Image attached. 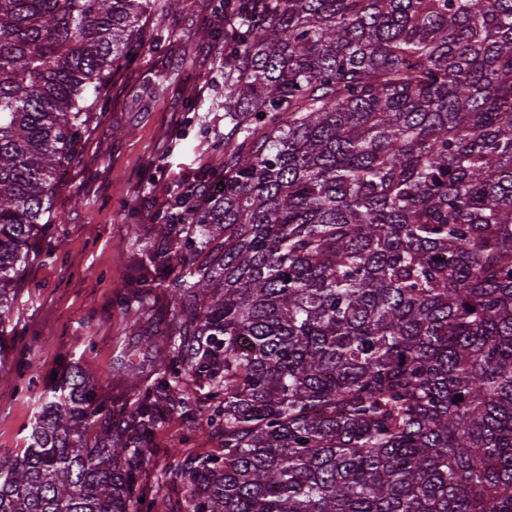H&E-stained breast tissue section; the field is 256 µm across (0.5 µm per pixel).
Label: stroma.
Instances as JSON below:
<instances>
[{
	"instance_id": "1",
	"label": "stroma",
	"mask_w": 512,
	"mask_h": 512,
	"mask_svg": "<svg viewBox=\"0 0 512 512\" xmlns=\"http://www.w3.org/2000/svg\"><path fill=\"white\" fill-rule=\"evenodd\" d=\"M223 28L213 0H170L162 16L143 22L145 50L113 74L105 111L86 132L74 163L53 197L64 222L52 241L55 259L25 267L11 315L8 348L0 355V456L26 446L39 396L66 363L97 373L104 398L134 403L137 389L126 376L141 367V383L153 375L154 331L172 317L162 289H155L139 323L125 316L121 299L133 292V266L141 249L158 241L162 203L182 174L213 170L215 146L223 142V109L198 125L189 105L224 91L222 54L200 39L199 26ZM180 31L177 41L166 31ZM36 359V383L19 377L24 361ZM184 458L217 456V435L170 410L153 437L148 459L139 463L144 501L140 512H186L188 487L166 470L173 444Z\"/></svg>"
}]
</instances>
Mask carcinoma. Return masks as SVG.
<instances>
[{"label": "carcinoma", "mask_w": 512, "mask_h": 512, "mask_svg": "<svg viewBox=\"0 0 512 512\" xmlns=\"http://www.w3.org/2000/svg\"><path fill=\"white\" fill-rule=\"evenodd\" d=\"M165 0H0V354L58 176ZM223 185L144 247L175 310L132 405L69 365L0 512H134L184 380L187 512H512V0H219ZM462 396L459 401L456 396Z\"/></svg>", "instance_id": "cac0c4a2"}]
</instances>
